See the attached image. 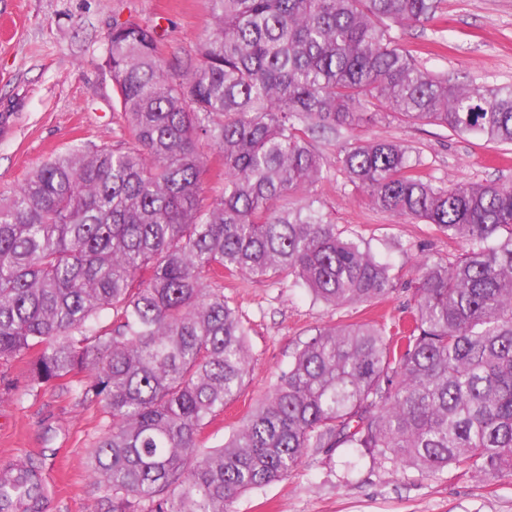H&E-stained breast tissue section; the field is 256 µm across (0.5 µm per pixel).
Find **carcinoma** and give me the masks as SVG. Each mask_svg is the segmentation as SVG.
<instances>
[{
    "mask_svg": "<svg viewBox=\"0 0 512 512\" xmlns=\"http://www.w3.org/2000/svg\"><path fill=\"white\" fill-rule=\"evenodd\" d=\"M440 4L209 0L213 32L173 64L157 26L113 23L127 138L73 145L0 195V360L33 354L30 391L91 370L77 390L105 418L90 463L106 512H230L311 449L512 477V184L436 186L382 138L343 147L349 182L462 253L419 263L406 316L319 331L224 445L202 438L251 361L224 275L288 278L336 308L397 290L316 206L328 169L307 133L383 108L512 144L511 84L452 83L395 44ZM37 496L33 467L0 474V503Z\"/></svg>",
    "mask_w": 512,
    "mask_h": 512,
    "instance_id": "cac0c4a2",
    "label": "carcinoma"
}]
</instances>
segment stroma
<instances>
[{
	"instance_id": "obj_1",
	"label": "stroma",
	"mask_w": 512,
	"mask_h": 512,
	"mask_svg": "<svg viewBox=\"0 0 512 512\" xmlns=\"http://www.w3.org/2000/svg\"><path fill=\"white\" fill-rule=\"evenodd\" d=\"M153 24L165 60L194 56L213 29L207 0H0V192L74 144L124 139L121 107L105 65L113 22ZM427 69L459 81L512 84V0H444L435 19L393 30ZM388 138L408 146L438 185L512 182V145L460 137L398 117L310 134L330 167L319 204L343 234L361 238L399 279L372 306L337 309L276 278H228L224 295L249 336L250 374L236 401L205 429L223 443L287 371L304 342L337 322L404 315L421 258L455 259L461 246L431 224L372 207L337 163L342 146ZM28 360L0 361V460L33 463L48 486L38 512H97L89 450L103 424L96 403L65 386L25 387ZM231 512H512V478L485 481L444 471L419 475L355 448L311 451L285 479L238 497Z\"/></svg>"
}]
</instances>
